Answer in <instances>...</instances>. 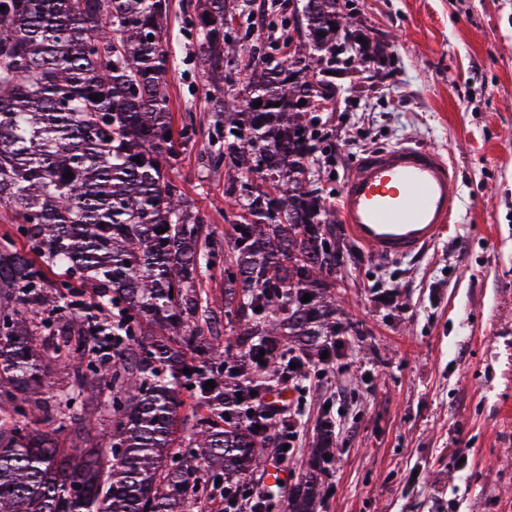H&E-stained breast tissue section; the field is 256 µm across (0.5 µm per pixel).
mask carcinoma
Returning <instances> with one entry per match:
<instances>
[{
    "mask_svg": "<svg viewBox=\"0 0 512 512\" xmlns=\"http://www.w3.org/2000/svg\"><path fill=\"white\" fill-rule=\"evenodd\" d=\"M302 2L292 9L310 52L276 62L279 41L258 54L249 31L224 29L226 0H200L193 22L210 84L232 82L229 60L248 57L224 150L210 156L237 172L222 340L202 286L217 253L169 176L170 0H0V207L27 244L0 239V512H192L201 471L250 469L278 431L248 423L225 395L218 377L233 348L253 347L272 373L285 337L318 359L325 337L348 331L332 292L344 245L310 162L327 136L298 103L336 58L355 63L333 31L351 15L342 0ZM265 21L284 35L295 17ZM51 363L71 374L53 395ZM184 389L208 413L183 417L180 437ZM103 405L104 445L92 436ZM319 485L310 470L289 512H313Z\"/></svg>",
    "mask_w": 512,
    "mask_h": 512,
    "instance_id": "carcinoma-1",
    "label": "carcinoma"
}]
</instances>
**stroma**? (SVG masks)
I'll return each mask as SVG.
<instances>
[{"label":"stroma","instance_id":"1","mask_svg":"<svg viewBox=\"0 0 512 512\" xmlns=\"http://www.w3.org/2000/svg\"><path fill=\"white\" fill-rule=\"evenodd\" d=\"M197 0L163 21L174 129L171 175L219 249L234 169L210 163L246 82L214 94L197 60ZM364 56L328 76L311 112L330 136L317 152L330 212L359 153L429 145L452 164L459 200L426 253L372 259L353 241L336 304L350 330L329 381L305 388L285 490L304 479L325 416L335 445L317 512H512V0H351Z\"/></svg>","mask_w":512,"mask_h":512}]
</instances>
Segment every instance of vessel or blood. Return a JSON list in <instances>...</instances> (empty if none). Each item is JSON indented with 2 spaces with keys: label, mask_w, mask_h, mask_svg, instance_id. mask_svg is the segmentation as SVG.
<instances>
[{
  "label": "vessel or blood",
  "mask_w": 512,
  "mask_h": 512,
  "mask_svg": "<svg viewBox=\"0 0 512 512\" xmlns=\"http://www.w3.org/2000/svg\"><path fill=\"white\" fill-rule=\"evenodd\" d=\"M456 198L454 172L441 152L404 143L356 157L339 209L349 237L371 257L392 261L432 245L449 222Z\"/></svg>",
  "instance_id": "1"
}]
</instances>
